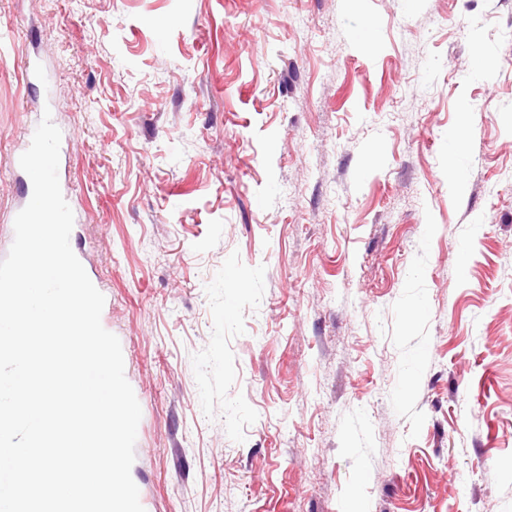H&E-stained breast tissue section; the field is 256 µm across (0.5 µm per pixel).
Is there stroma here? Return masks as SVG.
<instances>
[{
  "label": "stroma",
  "instance_id": "35a3bbf8",
  "mask_svg": "<svg viewBox=\"0 0 512 512\" xmlns=\"http://www.w3.org/2000/svg\"><path fill=\"white\" fill-rule=\"evenodd\" d=\"M0 27V260L48 110L145 512H512V0H0Z\"/></svg>",
  "mask_w": 512,
  "mask_h": 512
}]
</instances>
